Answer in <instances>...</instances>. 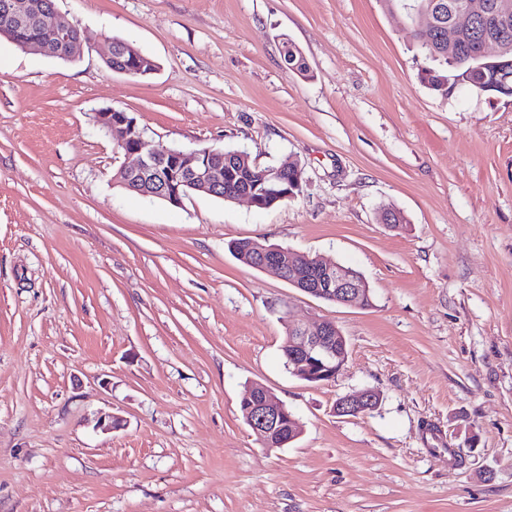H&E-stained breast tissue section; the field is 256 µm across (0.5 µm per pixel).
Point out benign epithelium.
Wrapping results in <instances>:
<instances>
[{
	"mask_svg": "<svg viewBox=\"0 0 512 512\" xmlns=\"http://www.w3.org/2000/svg\"><path fill=\"white\" fill-rule=\"evenodd\" d=\"M403 20L421 19L420 31L432 25L431 10L414 0H403L392 9ZM472 14L465 10L448 27V54L457 50L458 34L470 25ZM33 28L44 39L29 42L28 50L52 57L65 58L71 46L82 47L83 34L77 32L72 39L62 25V16L53 9L44 8L38 0H7L0 36L20 43V33ZM483 63L478 70L498 72L512 63L502 59L500 42L492 39L485 43ZM104 60L114 72L132 77H145L153 73L152 63L142 57L130 44L113 42ZM97 124L112 139L115 154L124 157L117 176L124 184L143 192L144 196L163 200L172 206H181L190 192H204L210 196L220 193L229 175L224 152L217 149L184 151L167 149L158 151L150 147L146 129L122 109L110 108L95 115ZM293 180H288V172ZM238 187L225 198L244 200L253 207L271 201L294 197L293 190L301 185V169L293 162L278 168H267L256 175L251 170H239ZM259 256L262 270L275 272L294 288L315 298L343 305L364 306L370 302V290L363 276L337 263L310 258L304 254L287 252L276 246L250 242ZM288 370L292 375L309 383H322L336 377L347 361L345 337L335 323L318 320L313 325L288 323L286 338ZM377 393L371 390L355 392L336 401L334 413L338 416H359L376 408ZM246 424L267 448L283 445L282 431L290 429L299 437L302 425L291 415L286 404L272 391L261 386L251 387L243 401Z\"/></svg>",
	"mask_w": 512,
	"mask_h": 512,
	"instance_id": "7a95c632",
	"label": "benign epithelium"
}]
</instances>
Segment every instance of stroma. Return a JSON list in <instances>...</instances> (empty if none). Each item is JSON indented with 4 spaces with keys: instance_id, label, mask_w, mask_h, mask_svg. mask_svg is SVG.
I'll list each match as a JSON object with an SVG mask.
<instances>
[{
    "instance_id": "stroma-1",
    "label": "stroma",
    "mask_w": 512,
    "mask_h": 512,
    "mask_svg": "<svg viewBox=\"0 0 512 512\" xmlns=\"http://www.w3.org/2000/svg\"><path fill=\"white\" fill-rule=\"evenodd\" d=\"M55 7L76 60L0 41V512H512V96L429 90L383 0ZM115 38L156 72L109 70ZM107 108L159 150L293 159L301 190L267 210L126 192ZM238 239L352 267L372 304L244 265ZM289 319L336 323L334 379L290 373ZM256 383L303 424L287 447L241 416ZM364 389L376 410L334 413Z\"/></svg>"
}]
</instances>
